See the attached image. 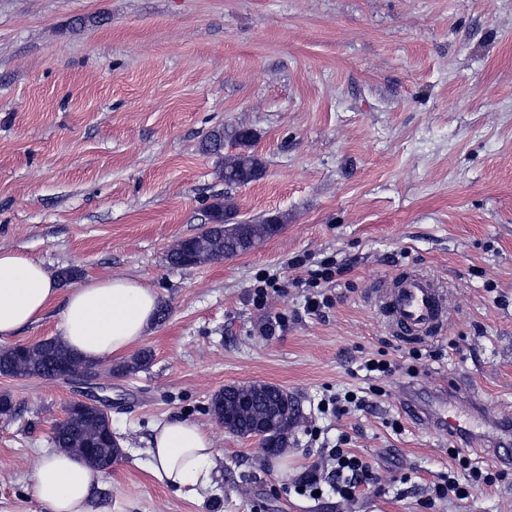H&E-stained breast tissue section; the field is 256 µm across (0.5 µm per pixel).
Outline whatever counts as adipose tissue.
Returning <instances> with one entry per match:
<instances>
[{
    "label": "adipose tissue",
    "instance_id": "obj_1",
    "mask_svg": "<svg viewBox=\"0 0 512 512\" xmlns=\"http://www.w3.org/2000/svg\"><path fill=\"white\" fill-rule=\"evenodd\" d=\"M157 291L131 277H86L61 291L43 261L0 249V345L9 344L59 308V338L80 359L100 362L133 349L154 323ZM146 469L163 486L205 488L217 450L198 423L172 417L155 423ZM137 501L117 502L100 470L60 450L44 455L25 495L0 496V512H135Z\"/></svg>",
    "mask_w": 512,
    "mask_h": 512
}]
</instances>
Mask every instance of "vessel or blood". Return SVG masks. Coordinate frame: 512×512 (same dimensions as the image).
Listing matches in <instances>:
<instances>
[{
  "label": "vessel or blood",
  "instance_id": "obj_1",
  "mask_svg": "<svg viewBox=\"0 0 512 512\" xmlns=\"http://www.w3.org/2000/svg\"><path fill=\"white\" fill-rule=\"evenodd\" d=\"M444 299L440 289L425 276L405 272L398 275L387 290L385 315L393 335L404 339L427 336L437 331L441 324ZM457 390L451 388L415 389L413 399L405 408L416 419L435 430L448 433L463 444H484L485 438L475 431L473 418L481 417L479 398L474 392L465 396L469 417L449 414L451 401L457 399Z\"/></svg>",
  "mask_w": 512,
  "mask_h": 512
}]
</instances>
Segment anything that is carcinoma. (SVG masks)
<instances>
[{
  "label": "carcinoma",
  "instance_id": "1",
  "mask_svg": "<svg viewBox=\"0 0 512 512\" xmlns=\"http://www.w3.org/2000/svg\"><path fill=\"white\" fill-rule=\"evenodd\" d=\"M255 134L248 128L218 127L202 143V151L223 159L220 175L228 185L240 184L246 174L249 181L261 179L266 171L263 161L244 149L251 147ZM241 149L239 153H224V143ZM231 211L224 202L209 207L212 226L200 234L178 243L167 254L168 262L184 266L188 256L196 254V263L202 264L245 254L253 245L275 235L283 223L280 215L269 216L254 224H230L226 216ZM152 352L139 351L129 362L118 368L122 374L138 372L151 363ZM72 354L55 338L47 342L0 348V375L16 378H44L54 380L59 369L72 364ZM236 389L252 397L251 415L224 403V391L215 393L210 411L228 427V432L240 437L257 435L260 428L272 424L274 438L263 437L270 450L276 452L288 443L289 432L298 426L300 412L296 399L287 391L265 383L238 385ZM54 447L63 449L88 463L103 469L122 457L120 448L113 446L111 423L94 407H68L53 434Z\"/></svg>",
  "mask_w": 512,
  "mask_h": 512
}]
</instances>
